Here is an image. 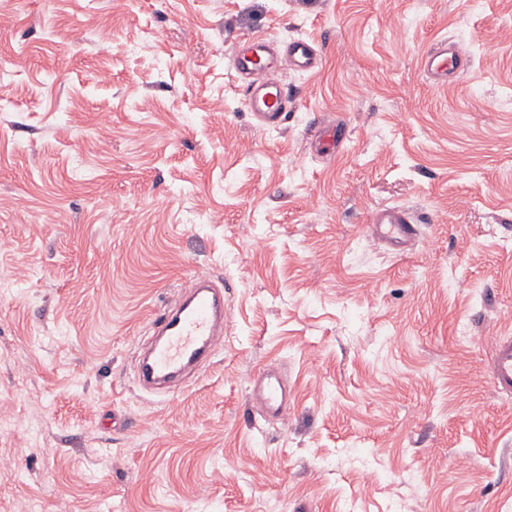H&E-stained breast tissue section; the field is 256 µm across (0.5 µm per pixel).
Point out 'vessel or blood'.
I'll use <instances>...</instances> for the list:
<instances>
[{
    "label": "vessel or blood",
    "instance_id": "obj_1",
    "mask_svg": "<svg viewBox=\"0 0 512 512\" xmlns=\"http://www.w3.org/2000/svg\"><path fill=\"white\" fill-rule=\"evenodd\" d=\"M468 58L459 43L437 41L424 55L421 69L429 82L447 85L449 75L465 68ZM322 58L310 41L297 38L278 46L273 37L254 35L239 47L233 68L245 86L246 105L260 126L276 127L285 122L293 104L283 76L288 70L317 71ZM348 130L344 122L331 121L318 138V151L328 154L340 148ZM368 222L371 233L392 250L406 249L417 230L411 212L403 207L382 206ZM154 338L136 370L137 384L161 393L176 381L209 364L224 340V289L210 279L193 276L186 289L166 305L153 324ZM490 380L497 394L512 396V335L495 337L490 348ZM249 397L258 416L265 421L284 422L288 417V388L280 375L267 371L254 376Z\"/></svg>",
    "mask_w": 512,
    "mask_h": 512
}]
</instances>
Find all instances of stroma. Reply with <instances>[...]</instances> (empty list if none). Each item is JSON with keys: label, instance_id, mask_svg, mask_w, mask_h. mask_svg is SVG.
<instances>
[{"label": "stroma", "instance_id": "obj_1", "mask_svg": "<svg viewBox=\"0 0 512 512\" xmlns=\"http://www.w3.org/2000/svg\"><path fill=\"white\" fill-rule=\"evenodd\" d=\"M256 33L322 56L276 128L231 69ZM0 95V512H512V0H0ZM190 271L224 344L158 398L138 340ZM468 64L467 54L457 42L437 41L424 55L421 69L429 82L437 87L448 84V76ZM348 130L344 122L330 121L323 128L318 138L319 147L316 152L326 155L331 149L336 151L342 146L347 136ZM367 224L373 237L392 250H405L416 239L414 217L403 207H379L371 213ZM490 380L497 394L512 396V335L496 336L490 348ZM249 397L264 421L284 422L288 417V387L276 371L258 373L249 384Z\"/></svg>", "mask_w": 512, "mask_h": 512}]
</instances>
